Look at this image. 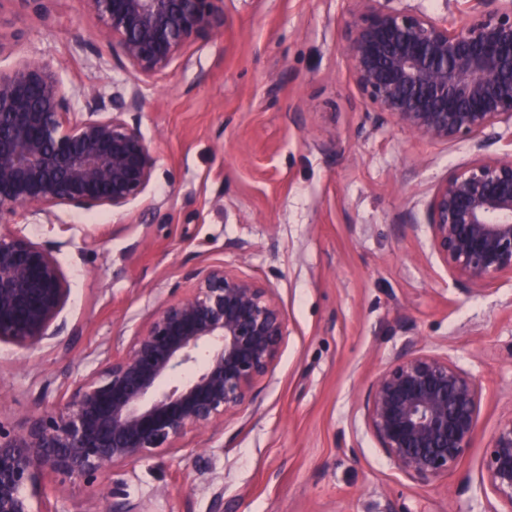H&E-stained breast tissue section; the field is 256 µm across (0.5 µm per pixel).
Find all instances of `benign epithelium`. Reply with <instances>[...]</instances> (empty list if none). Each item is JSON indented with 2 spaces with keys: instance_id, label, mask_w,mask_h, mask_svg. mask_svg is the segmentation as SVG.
<instances>
[{
  "instance_id": "7a95c632",
  "label": "benign epithelium",
  "mask_w": 512,
  "mask_h": 512,
  "mask_svg": "<svg viewBox=\"0 0 512 512\" xmlns=\"http://www.w3.org/2000/svg\"><path fill=\"white\" fill-rule=\"evenodd\" d=\"M345 54L365 111L431 142L476 141L480 153L436 187L427 210L434 249L456 280L512 277V0H454L446 18L355 0ZM94 31L134 76L125 92L69 90L46 62L0 67V343L36 350L67 330L70 288L53 252L1 228L21 209L37 224L57 210L124 212L150 189L156 156L140 130L139 84L175 67L224 28V0H82ZM504 143L502 153L484 152ZM189 292L162 303L126 352L70 395L0 424V512H39L43 476L84 481L111 512H143L97 483L241 415L275 367L288 318L268 284L211 264ZM474 377L412 340L371 381L367 431L411 479L448 476L471 447ZM482 491L512 508V420L491 437Z\"/></svg>"
}]
</instances>
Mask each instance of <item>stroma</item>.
I'll list each match as a JSON object with an SVG mask.
<instances>
[{"mask_svg":"<svg viewBox=\"0 0 512 512\" xmlns=\"http://www.w3.org/2000/svg\"><path fill=\"white\" fill-rule=\"evenodd\" d=\"M354 0H224L220 35L142 86L140 129L157 157L123 213L19 212L14 230L50 248L71 296L74 337L27 351L0 344V423L21 429L72 381L101 371L149 313L216 262L270 284L288 338L248 411L163 456L104 469L149 512H502L480 492L495 429L512 419V278L476 289L434 252L427 206L475 154L363 111L344 46ZM0 67L52 64L67 88L129 89L97 58L81 0L50 18L0 9ZM448 352L480 390L478 430L447 477L400 474L366 431L377 368L406 340ZM50 512H105L81 483L43 478Z\"/></svg>","mask_w":512,"mask_h":512,"instance_id":"1","label":"stroma"}]
</instances>
